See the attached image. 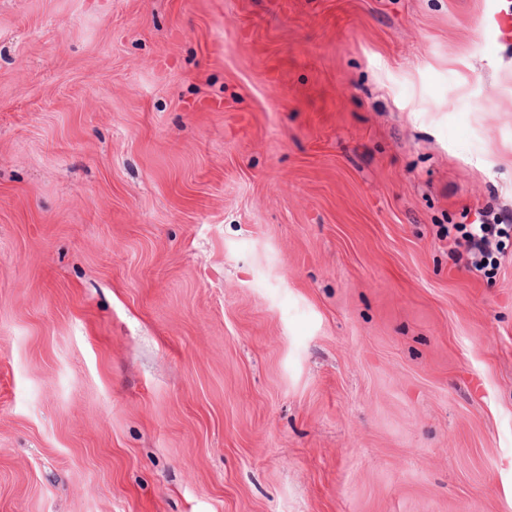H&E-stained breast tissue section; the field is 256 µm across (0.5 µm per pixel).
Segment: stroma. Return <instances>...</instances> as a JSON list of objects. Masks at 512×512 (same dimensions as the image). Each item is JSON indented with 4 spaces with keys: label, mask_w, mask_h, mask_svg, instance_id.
<instances>
[{
    "label": "stroma",
    "mask_w": 512,
    "mask_h": 512,
    "mask_svg": "<svg viewBox=\"0 0 512 512\" xmlns=\"http://www.w3.org/2000/svg\"><path fill=\"white\" fill-rule=\"evenodd\" d=\"M512 0H0V512H512ZM482 224H469L462 227L461 235L453 239L454 251L461 261L462 268L475 276H487L492 266L493 248L503 245L512 231V213L509 210H491Z\"/></svg>",
    "instance_id": "stroma-1"
}]
</instances>
